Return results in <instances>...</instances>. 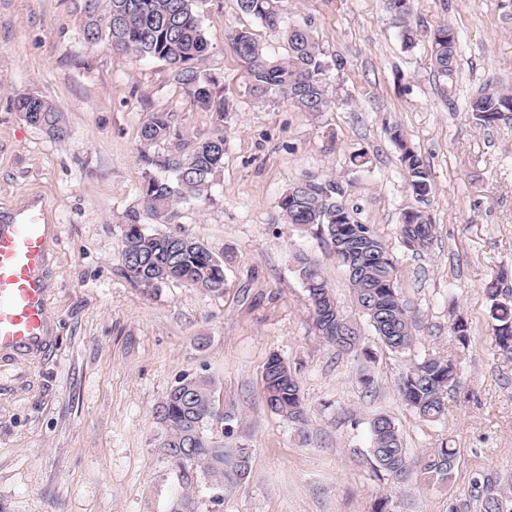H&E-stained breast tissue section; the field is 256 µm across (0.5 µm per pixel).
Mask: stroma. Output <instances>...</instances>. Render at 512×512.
<instances>
[{"instance_id":"stroma-1","label":"stroma","mask_w":512,"mask_h":512,"mask_svg":"<svg viewBox=\"0 0 512 512\" xmlns=\"http://www.w3.org/2000/svg\"><path fill=\"white\" fill-rule=\"evenodd\" d=\"M79 4L0 0V216L38 198L49 228L46 336L39 348L0 354V512H170L185 494L196 512H372L382 498L392 512H448L468 498L477 469L512 495V358L495 345L485 293L497 277L512 289V122L483 129L465 109L488 83L512 86V0H411L409 50L385 0H282L285 23L310 25L331 64L336 104L315 113L251 97L228 35L251 30L280 58L282 34L237 0H201L210 50L200 67L233 110L210 199L180 205L169 230L223 257L219 294L136 284L123 272L125 214L140 201L142 122L172 113L191 144L216 116L191 104L165 62L87 44ZM443 24L460 36L452 91L430 60V36ZM23 96L52 103L67 137L28 123L16 109ZM396 132L430 171L425 203L409 190ZM359 152L368 157L361 167L352 162ZM311 176L342 182L354 218L387 243L416 321L410 351L377 339L316 225L286 223L281 196ZM415 205L436 226L418 252L398 234ZM298 253L321 268L368 355L319 336ZM457 317L471 327L465 348L448 333ZM274 353L299 381L305 434L264 402ZM429 354L455 359L461 375L447 417L435 422L398 393L410 360ZM188 374L211 377L220 410L233 415L209 422L206 436L251 453L246 478L222 493L203 477L183 480L160 449L155 411ZM380 415L411 455L444 442L458 449L448 488L372 474L370 422Z\"/></svg>"}]
</instances>
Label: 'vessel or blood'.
Here are the masks:
<instances>
[{
	"label": "vessel or blood",
	"instance_id": "1",
	"mask_svg": "<svg viewBox=\"0 0 512 512\" xmlns=\"http://www.w3.org/2000/svg\"><path fill=\"white\" fill-rule=\"evenodd\" d=\"M44 207L28 202L0 221V352L32 348L46 330Z\"/></svg>",
	"mask_w": 512,
	"mask_h": 512
}]
</instances>
